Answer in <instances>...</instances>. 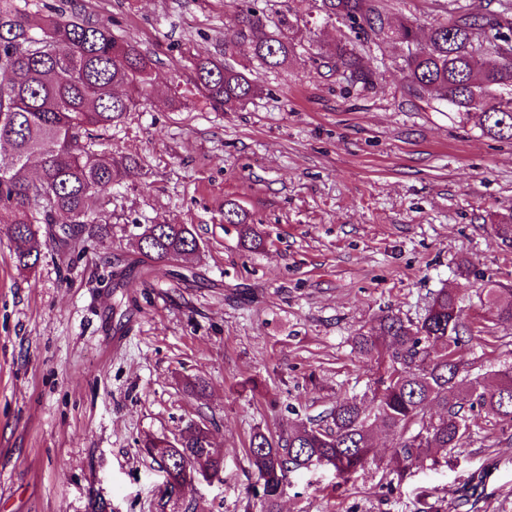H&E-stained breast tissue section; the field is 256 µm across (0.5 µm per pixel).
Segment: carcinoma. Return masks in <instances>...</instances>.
I'll list each match as a JSON object with an SVG mask.
<instances>
[{"label": "carcinoma", "mask_w": 512, "mask_h": 512, "mask_svg": "<svg viewBox=\"0 0 512 512\" xmlns=\"http://www.w3.org/2000/svg\"><path fill=\"white\" fill-rule=\"evenodd\" d=\"M242 2L224 34V58L198 56L192 62L194 86L211 108L247 106L262 91L254 68L281 69L306 42L313 47V64H329L336 75L365 89L373 85L375 71L358 45L382 40L399 45L398 67L414 94L474 117L486 137L512 141L511 5L493 14L459 7L423 37L412 23H390L377 0H314L323 19L350 30L325 48L290 11L269 12L258 7L259 0ZM486 24L502 31L503 47L480 50ZM238 45L250 49L246 64L231 60ZM154 83V61L127 38L64 7L33 24L16 0H0V229L14 244L19 270L38 266L47 247L42 224L63 244L108 234L112 188L131 170L95 146L149 100ZM33 156L41 161L35 179L28 172ZM224 223L235 226L248 248L264 246L237 204H226ZM139 246L143 255L164 263L200 253L186 224L147 225ZM480 295L497 323L511 330L512 288L488 280ZM464 296L462 288H441L415 319L392 311L378 316L353 337L354 350L372 371L363 394L339 395L323 415L277 434H251L246 456L259 486L260 512H280L293 472L326 466L349 482L374 459L372 438L379 429L400 437L393 463L402 477L424 454L469 445L474 411L493 426L512 427V366L473 375L458 359L470 334L461 320ZM143 448L165 473L155 512H184V502L173 494L189 473L223 481L224 455L204 426L191 424L173 440L148 438Z\"/></svg>", "instance_id": "carcinoma-1"}]
</instances>
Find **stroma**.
I'll return each mask as SVG.
<instances>
[{
  "label": "stroma",
  "instance_id": "35a3bbf8",
  "mask_svg": "<svg viewBox=\"0 0 512 512\" xmlns=\"http://www.w3.org/2000/svg\"><path fill=\"white\" fill-rule=\"evenodd\" d=\"M240 0H74L76 12L151 55L150 104L97 145L135 163L112 191L107 239L50 244L17 270L0 233V512H154L165 480L141 447L206 425L224 454L223 483L196 479L204 512H248L250 434L278 431L364 391L370 373L351 339L386 311L411 318L440 288L466 291L473 336L459 351L475 372L512 360V335L476 292L512 285V243L494 234L512 210V143L480 136L431 98L410 97L397 48L368 43L376 77L357 91L298 61L260 72L244 110H212L191 62L224 47ZM392 19L430 27L455 4L380 0ZM235 202L266 244L246 248L224 221ZM144 224H185L199 241L196 278L137 249ZM141 277L112 285V263ZM122 346L113 349V335ZM200 377L202 393L186 380ZM447 463L391 470L395 435L348 483L333 470L291 473L281 512H512V441L475 420Z\"/></svg>",
  "mask_w": 512,
  "mask_h": 512
}]
</instances>
